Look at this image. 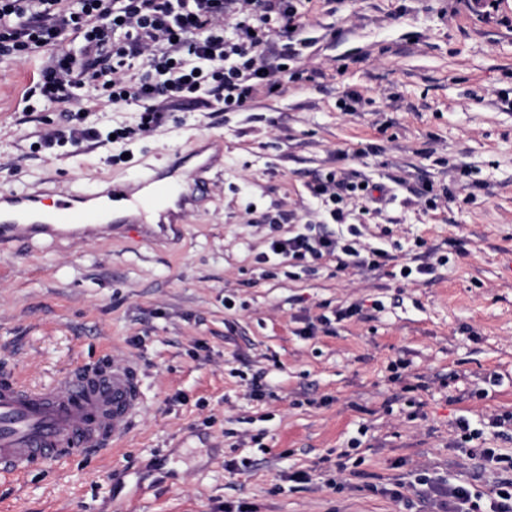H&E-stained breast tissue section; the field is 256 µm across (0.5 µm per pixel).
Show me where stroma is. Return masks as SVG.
I'll use <instances>...</instances> for the list:
<instances>
[{"label": "stroma", "instance_id": "1", "mask_svg": "<svg viewBox=\"0 0 512 512\" xmlns=\"http://www.w3.org/2000/svg\"><path fill=\"white\" fill-rule=\"evenodd\" d=\"M316 81L245 112L168 113L148 136L48 149L60 111L25 98L45 60H0V191H92L176 154L222 151L179 233L35 241L0 252V360L46 387L128 358L144 403L121 447L0 476V512H429L425 474L489 495L512 454V0H306ZM357 100L355 111L339 107ZM467 174H460V167ZM337 169L390 190L348 203L376 270L261 261L271 233L327 223L308 191ZM451 199L425 205L423 184ZM471 200L462 203L460 193ZM278 219L271 230L269 219ZM447 264H440V257ZM417 268L413 278L402 265ZM360 315L334 322L336 309ZM314 335H306L307 327ZM468 420L479 439L464 441ZM361 473L332 492L338 461ZM311 470L307 484L289 481ZM403 483V499L374 486Z\"/></svg>", "mask_w": 512, "mask_h": 512}]
</instances>
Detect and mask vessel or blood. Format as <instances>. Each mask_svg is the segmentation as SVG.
Here are the masks:
<instances>
[{"mask_svg": "<svg viewBox=\"0 0 512 512\" xmlns=\"http://www.w3.org/2000/svg\"><path fill=\"white\" fill-rule=\"evenodd\" d=\"M208 184L204 168L188 171L177 159L138 182L110 180L90 194L59 187L50 194L0 192V247L42 237L85 241L112 236L127 224L108 207L118 199L135 200L138 208L157 215V222L140 226L141 237L152 238L177 229L196 212ZM143 401V381L130 360L80 366L44 388L25 385L9 365H0V475H21L78 449L99 453L117 446Z\"/></svg>", "mask_w": 512, "mask_h": 512, "instance_id": "1", "label": "vessel or blood"}]
</instances>
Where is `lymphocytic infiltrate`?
<instances>
[{"instance_id":"lymphocytic-infiltrate-1","label":"lymphocytic infiltrate","mask_w":512,"mask_h":512,"mask_svg":"<svg viewBox=\"0 0 512 512\" xmlns=\"http://www.w3.org/2000/svg\"><path fill=\"white\" fill-rule=\"evenodd\" d=\"M302 0H0V58L43 52L47 60L37 84L44 109L67 110L65 132L42 138L53 147L60 137L73 144L95 141L100 131L89 117L102 102L138 108L135 128L118 127L116 139L149 135L167 112L187 100L220 112H243L259 95L282 93L301 79L300 62L310 48L303 39ZM282 48L277 65L267 53ZM310 195L333 223L344 221V204L365 210L382 204L385 186L361 185L332 170L309 184ZM358 231L346 236L318 231L315 224L286 238H271L269 255L305 268L335 259L338 267H378L389 260L379 247L362 249ZM418 485L435 512H480L470 490L419 475Z\"/></svg>"}]
</instances>
